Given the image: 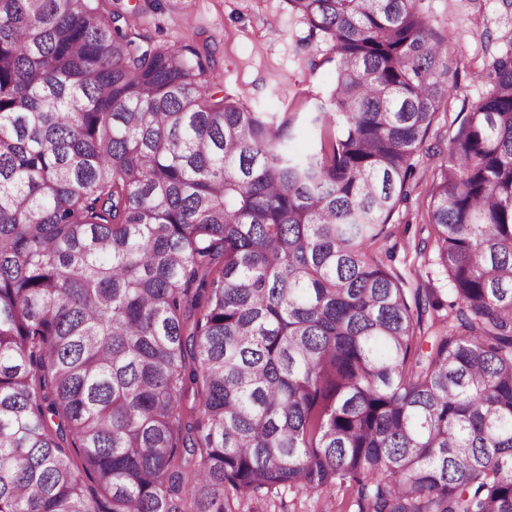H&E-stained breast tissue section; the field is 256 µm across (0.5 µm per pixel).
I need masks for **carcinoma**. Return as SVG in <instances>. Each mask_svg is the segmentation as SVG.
Instances as JSON below:
<instances>
[{
	"label": "carcinoma",
	"mask_w": 512,
	"mask_h": 512,
	"mask_svg": "<svg viewBox=\"0 0 512 512\" xmlns=\"http://www.w3.org/2000/svg\"><path fill=\"white\" fill-rule=\"evenodd\" d=\"M287 2L308 112L104 0H0V512H512V52L432 175L449 288H409L379 247L447 45L421 0ZM352 496L345 487L324 494L281 491L260 500L235 502L238 512H352Z\"/></svg>",
	"instance_id": "1"
}]
</instances>
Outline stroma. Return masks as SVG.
<instances>
[{"instance_id":"35a3bbf8","label":"stroma","mask_w":512,"mask_h":512,"mask_svg":"<svg viewBox=\"0 0 512 512\" xmlns=\"http://www.w3.org/2000/svg\"><path fill=\"white\" fill-rule=\"evenodd\" d=\"M137 10L142 35L177 45L192 38L208 43L213 74L226 96L261 112H305L324 97L332 63L325 44L305 43L306 25L287 0H124ZM433 29L445 38L455 90L436 116L427 139L432 149L414 158L416 177L407 201L391 220L388 263L410 287H447L446 278L416 256L428 236V189L443 156L441 136L458 126L486 91L489 62L512 49V0H421ZM346 488L324 494L283 491L237 503V512H352Z\"/></svg>"}]
</instances>
